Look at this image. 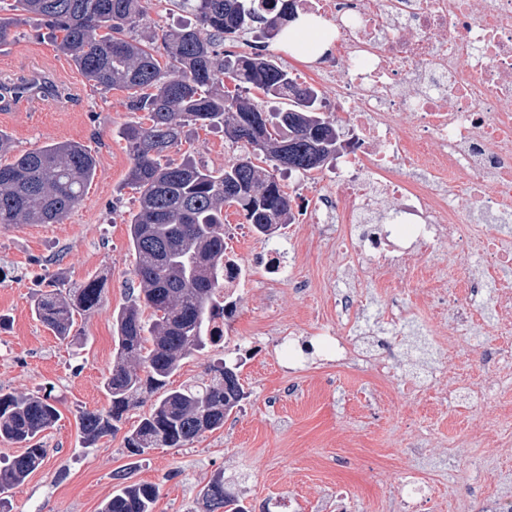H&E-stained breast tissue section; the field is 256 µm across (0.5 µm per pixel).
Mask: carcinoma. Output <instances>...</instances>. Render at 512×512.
Returning <instances> with one entry per match:
<instances>
[{
	"label": "carcinoma",
	"instance_id": "cac0c4a2",
	"mask_svg": "<svg viewBox=\"0 0 512 512\" xmlns=\"http://www.w3.org/2000/svg\"><path fill=\"white\" fill-rule=\"evenodd\" d=\"M147 0H14L12 10L63 33L61 50L94 86L130 91L127 108L147 113L149 125L122 130L131 159L127 184L138 190L139 209L128 224L136 256L139 293L115 317V360L103 387L109 405L79 416L82 447L93 448L121 429L127 413L154 398L124 436L132 456L149 448H184L224 426L245 392L237 367L220 359L210 379L169 387L185 360L224 338L219 322L227 308L224 290V207H240L246 223L271 238L292 223L290 196L275 172L309 175L336 160V122L322 105L309 109L289 93L297 78L277 61L224 50L246 31L282 25L289 39L292 0H178L195 17L193 27L158 35L137 33ZM161 41L163 52L155 50ZM286 99L288 109L264 112L242 92ZM237 112L252 116L237 135L248 150L233 163L210 170L167 153L190 125L223 127ZM294 144L296 161L281 164ZM265 166H260V163ZM96 159L83 145L62 141L18 154L0 164V224H60L81 202ZM102 282L55 288L39 294L32 312L60 340L75 338L76 317L103 301ZM151 310L144 317L145 310ZM51 394L0 388V440L24 451L0 467V494L14 489L48 456L41 434L57 422ZM116 490L101 512H153L158 486L129 482L113 473ZM204 512H248L215 472L200 491Z\"/></svg>",
	"mask_w": 512,
	"mask_h": 512
}]
</instances>
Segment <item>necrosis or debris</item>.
I'll use <instances>...</instances> for the list:
<instances>
[{
  "mask_svg": "<svg viewBox=\"0 0 512 512\" xmlns=\"http://www.w3.org/2000/svg\"><path fill=\"white\" fill-rule=\"evenodd\" d=\"M326 18L334 48L310 75L335 86L334 107L356 129L333 189H305L309 224H352L339 263L379 279L421 262L440 242L512 267V0H294ZM449 309L474 325L487 288L512 320V288L468 281Z\"/></svg>",
  "mask_w": 512,
  "mask_h": 512,
  "instance_id": "necrosis-or-debris-1",
  "label": "necrosis or debris"
}]
</instances>
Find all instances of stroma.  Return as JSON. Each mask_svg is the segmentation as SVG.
<instances>
[{
  "mask_svg": "<svg viewBox=\"0 0 512 512\" xmlns=\"http://www.w3.org/2000/svg\"><path fill=\"white\" fill-rule=\"evenodd\" d=\"M32 69L52 73L67 95L0 115L14 153L75 141L94 154L97 173L63 223L0 226V387L50 389L60 411L43 439L47 459L0 512H100L113 473L127 467L132 481L158 486L154 512H202L200 490L218 471L250 512H483L490 497L512 495V358L499 355L505 338L493 299H482L479 327L461 335L433 298L434 288L484 272L482 257L443 243L427 277L411 269L380 288L372 273L339 267L323 227L296 221L279 238L288 277L270 288L266 242L252 228L236 232L244 216L233 206L224 210L233 229L227 252L250 275L223 341L188 359L171 384L206 380L217 358L239 363L241 409L184 448L132 458L119 432L84 451L79 415L108 406L102 382L114 361L113 316L138 285L128 239L138 195L126 184L131 160L120 130L144 115L128 110L126 90L93 89L55 32L30 19L0 46V83ZM240 152L223 129L188 126L169 158L221 169ZM93 278L104 281L105 297L78 319L80 344L56 339L33 316L32 296L54 282L77 288ZM348 295L353 307L338 312L337 298ZM391 302L408 312L401 326L381 314ZM323 323L346 324L352 358L324 349L316 334ZM379 359L394 365L395 378L377 375ZM443 366L482 386V397L449 399L441 385L411 389L410 379Z\"/></svg>",
  "mask_w": 512,
  "mask_h": 512,
  "instance_id": "obj_1",
  "label": "stroma"
}]
</instances>
